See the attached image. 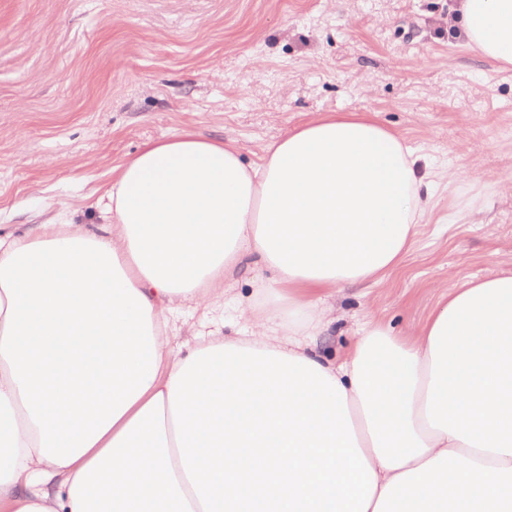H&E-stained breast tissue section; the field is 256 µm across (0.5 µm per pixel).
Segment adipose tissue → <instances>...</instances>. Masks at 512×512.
Returning <instances> with one entry per match:
<instances>
[{"instance_id": "adipose-tissue-1", "label": "adipose tissue", "mask_w": 512, "mask_h": 512, "mask_svg": "<svg viewBox=\"0 0 512 512\" xmlns=\"http://www.w3.org/2000/svg\"><path fill=\"white\" fill-rule=\"evenodd\" d=\"M512 66V0H458ZM421 158L325 114L245 162L184 131L145 144L102 224L0 235V507L7 512H512V275L443 293L411 337L324 344L329 296L383 280L426 201ZM228 294L245 332L176 344Z\"/></svg>"}]
</instances>
